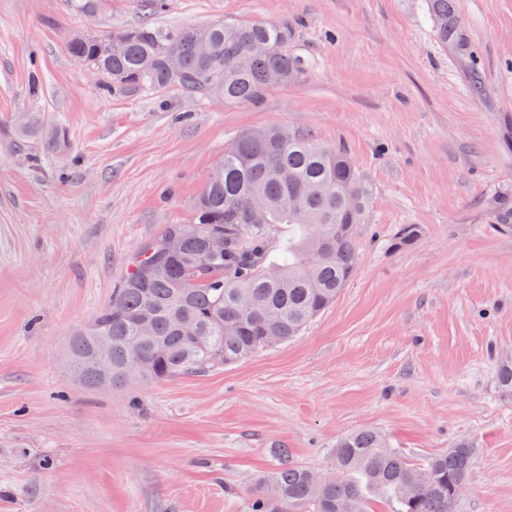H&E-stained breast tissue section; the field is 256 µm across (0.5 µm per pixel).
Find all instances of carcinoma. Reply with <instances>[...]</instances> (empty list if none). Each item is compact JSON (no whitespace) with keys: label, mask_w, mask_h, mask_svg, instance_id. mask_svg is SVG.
Wrapping results in <instances>:
<instances>
[{"label":"carcinoma","mask_w":512,"mask_h":512,"mask_svg":"<svg viewBox=\"0 0 512 512\" xmlns=\"http://www.w3.org/2000/svg\"><path fill=\"white\" fill-rule=\"evenodd\" d=\"M441 42L468 47L449 0H430ZM118 54L100 37L69 42L105 89L125 93L178 87L230 104L261 103L276 72L299 80L304 60L286 25L222 21L204 28L121 29ZM182 59L175 83L167 57ZM371 188L344 149L288 129L241 134L226 150L198 199L189 224H168L145 243L120 288L91 324L71 337L74 372L87 386L131 378L164 381L236 363L286 343L339 296L357 270L355 225L365 223ZM499 229L512 230V194L495 202ZM288 225L278 241L274 225ZM224 247L212 249L214 239ZM279 468L258 486L250 512H370L378 497L391 512H455L474 451L462 444L414 463L360 430L336 444V472L316 471L279 449Z\"/></svg>","instance_id":"cac0c4a2"}]
</instances>
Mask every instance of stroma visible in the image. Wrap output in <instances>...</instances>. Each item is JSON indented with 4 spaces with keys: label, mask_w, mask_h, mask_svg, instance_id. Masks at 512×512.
<instances>
[{
    "label": "stroma",
    "mask_w": 512,
    "mask_h": 512,
    "mask_svg": "<svg viewBox=\"0 0 512 512\" xmlns=\"http://www.w3.org/2000/svg\"><path fill=\"white\" fill-rule=\"evenodd\" d=\"M470 50L427 0H0V512H248L289 449L330 473L378 432L421 462L475 450L456 512H512V0H454ZM238 19L288 25L307 64L259 107L176 87L104 92L78 33ZM479 72L481 93L470 88ZM63 126L19 146L22 114ZM343 145L371 186L358 269L294 340L202 373L88 388L67 340L107 306L141 245L193 206L241 133ZM418 237L394 248L399 230ZM432 16L441 42L452 47L458 53H468V47L461 30L459 17L451 8L448 0H430Z\"/></svg>",
    "instance_id": "obj_1"
}]
</instances>
